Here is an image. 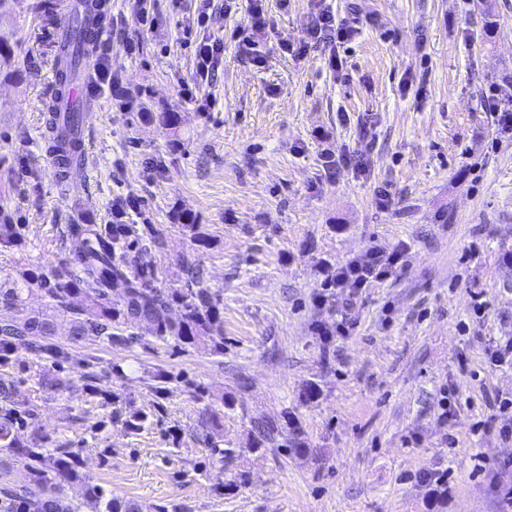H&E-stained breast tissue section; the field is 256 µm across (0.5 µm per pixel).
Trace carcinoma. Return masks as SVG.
<instances>
[{
	"mask_svg": "<svg viewBox=\"0 0 512 512\" xmlns=\"http://www.w3.org/2000/svg\"><path fill=\"white\" fill-rule=\"evenodd\" d=\"M88 20L105 29L111 15L102 0L87 6ZM98 53L97 40L76 31L71 42L60 46L56 55L57 95L45 103L49 114L48 149L61 155L60 173L66 177L81 164L80 144L59 126L60 100L66 88L84 74ZM79 248L71 260L39 266L21 275V279L0 281V305L14 315L0 320V366L12 362L15 351L25 348L36 357L63 358L66 352L55 342L59 336L55 311L72 317L66 339L79 345L88 339L110 344L117 339L112 329L120 325H140L158 341L177 346L224 350V322L220 296L212 292L202 269L185 257L183 288H158L153 267L139 261L135 248L144 235L153 247L162 246L160 236L150 224H75L71 227ZM122 283L125 294L112 303L114 285ZM36 288L48 298L49 309L29 312L23 295ZM178 315L172 316L171 311ZM33 416L31 405L12 400L9 385L0 380V451H6L23 463L25 480L19 485L0 488V501L25 503L27 512H80V506L64 500L63 488L81 480L79 460L67 444L40 435L22 443L16 430ZM224 412L207 407L203 427L218 430ZM84 498L95 512H140L132 501H117L112 492L90 481L84 484Z\"/></svg>",
	"mask_w": 512,
	"mask_h": 512,
	"instance_id": "1",
	"label": "carcinoma"
}]
</instances>
